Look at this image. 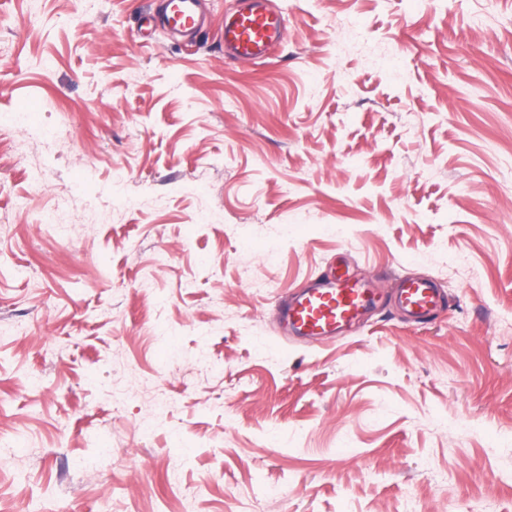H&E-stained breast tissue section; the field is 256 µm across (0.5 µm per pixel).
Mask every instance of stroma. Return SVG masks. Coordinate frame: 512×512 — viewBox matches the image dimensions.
<instances>
[{"label":"stroma","mask_w":512,"mask_h":512,"mask_svg":"<svg viewBox=\"0 0 512 512\" xmlns=\"http://www.w3.org/2000/svg\"><path fill=\"white\" fill-rule=\"evenodd\" d=\"M205 4L0 6V512H512V0ZM341 251L445 306L284 340ZM157 19L172 35L190 37L206 24L202 0H158ZM286 33V17L272 0H238L224 14V57L240 64L271 58Z\"/></svg>","instance_id":"35a3bbf8"}]
</instances>
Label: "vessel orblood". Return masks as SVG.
<instances>
[{"label":"vessel or blood","instance_id":"1","mask_svg":"<svg viewBox=\"0 0 512 512\" xmlns=\"http://www.w3.org/2000/svg\"><path fill=\"white\" fill-rule=\"evenodd\" d=\"M202 0H159L158 14L145 17V28L161 24L170 34L189 37L205 26ZM286 33V18L275 0H238L224 15V56L240 64L272 57ZM381 276L354 275L330 266L323 276L293 294L280 297L275 324L283 336L328 341L360 322L381 293ZM399 307L417 321L440 309V291L431 278H402L396 289Z\"/></svg>","mask_w":512,"mask_h":512}]
</instances>
